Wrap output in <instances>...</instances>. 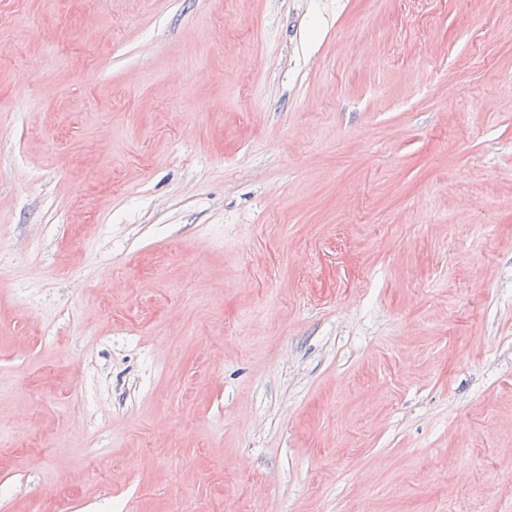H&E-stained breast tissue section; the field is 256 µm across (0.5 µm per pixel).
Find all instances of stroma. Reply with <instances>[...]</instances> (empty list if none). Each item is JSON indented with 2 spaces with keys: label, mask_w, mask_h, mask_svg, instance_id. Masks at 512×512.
<instances>
[{
  "label": "stroma",
  "mask_w": 512,
  "mask_h": 512,
  "mask_svg": "<svg viewBox=\"0 0 512 512\" xmlns=\"http://www.w3.org/2000/svg\"><path fill=\"white\" fill-rule=\"evenodd\" d=\"M512 0H0V512H512Z\"/></svg>",
  "instance_id": "1"
}]
</instances>
